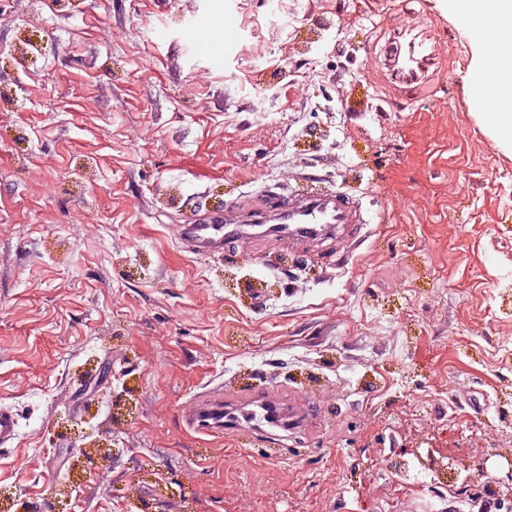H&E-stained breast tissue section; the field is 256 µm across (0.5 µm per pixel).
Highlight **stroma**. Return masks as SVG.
Instances as JSON below:
<instances>
[{
    "mask_svg": "<svg viewBox=\"0 0 512 512\" xmlns=\"http://www.w3.org/2000/svg\"><path fill=\"white\" fill-rule=\"evenodd\" d=\"M447 2L379 0L467 44L382 112L360 0H0V512H470L452 474L512 507V148L465 106ZM228 15L221 55L188 41ZM298 186L362 202L354 253L180 238ZM272 387L314 432L183 420ZM18 418L9 407L0 406V447L11 444L17 435Z\"/></svg>",
    "mask_w": 512,
    "mask_h": 512,
    "instance_id": "35a3bbf8",
    "label": "stroma"
}]
</instances>
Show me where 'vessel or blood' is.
I'll use <instances>...</instances> for the list:
<instances>
[{
	"label": "vessel or blood",
	"instance_id": "vessel-or-blood-1",
	"mask_svg": "<svg viewBox=\"0 0 512 512\" xmlns=\"http://www.w3.org/2000/svg\"><path fill=\"white\" fill-rule=\"evenodd\" d=\"M372 26L380 49L369 70L370 81L385 102L409 106L442 90L448 59L456 55L457 48L444 39L438 18L421 10L399 22L382 16L373 20ZM490 86L488 74H473V109L488 111ZM366 222L361 203L338 188L283 193L263 190L247 200L230 202L224 209L198 214L182 227L180 235L196 252H223L230 240H285L296 248L326 242L341 252L358 244L359 231ZM317 421L316 407L310 402L287 404L266 393L226 407L211 390L185 417L186 425L198 433L214 434L223 427L257 429L273 439L282 431L310 430ZM17 428L13 410L0 406V447L14 441Z\"/></svg>",
	"mask_w": 512,
	"mask_h": 512
}]
</instances>
